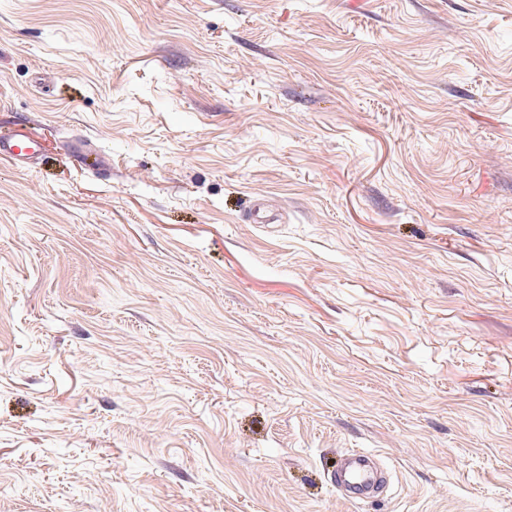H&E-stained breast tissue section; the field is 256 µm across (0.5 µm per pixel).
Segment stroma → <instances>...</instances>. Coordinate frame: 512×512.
Here are the masks:
<instances>
[{
    "label": "stroma",
    "instance_id": "stroma-1",
    "mask_svg": "<svg viewBox=\"0 0 512 512\" xmlns=\"http://www.w3.org/2000/svg\"><path fill=\"white\" fill-rule=\"evenodd\" d=\"M20 129L0 512H512V0H0ZM40 153L38 140L29 132L21 131L10 138H0V159L22 163ZM330 474L336 488L353 502L375 498L382 479L374 455L357 450L338 459Z\"/></svg>",
    "mask_w": 512,
    "mask_h": 512
}]
</instances>
